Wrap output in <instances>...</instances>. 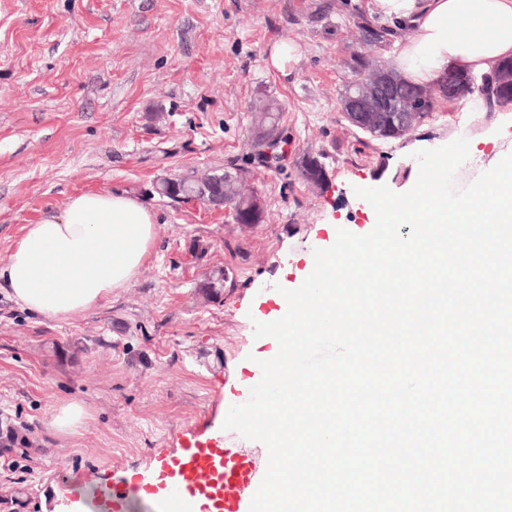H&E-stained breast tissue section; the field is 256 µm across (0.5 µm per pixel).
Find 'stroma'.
I'll return each instance as SVG.
<instances>
[{
    "instance_id": "stroma-1",
    "label": "stroma",
    "mask_w": 512,
    "mask_h": 512,
    "mask_svg": "<svg viewBox=\"0 0 512 512\" xmlns=\"http://www.w3.org/2000/svg\"><path fill=\"white\" fill-rule=\"evenodd\" d=\"M367 0H0V266L28 224L78 192L124 191L156 210L151 256L128 286L68 320L35 317L0 288V512H72L79 480H157L185 448L267 449L224 429L261 379L275 339L256 323L283 315L313 252L338 229L372 231L356 188L410 190L417 151L463 137L485 160L512 147V106H441L409 134L376 140L336 98L359 55L388 64L412 30L371 19ZM381 32L370 40L369 31ZM296 56L273 66L276 46ZM276 99L288 160L255 157V108ZM324 154L318 188L296 166ZM243 168L264 199L263 223L154 193L161 179ZM218 298L201 284L215 270ZM65 401L88 414L73 433L52 416ZM27 444H9L10 431Z\"/></svg>"
}]
</instances>
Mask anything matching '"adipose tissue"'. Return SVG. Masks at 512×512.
<instances>
[{
  "label": "adipose tissue",
  "instance_id": "ef3b65f1",
  "mask_svg": "<svg viewBox=\"0 0 512 512\" xmlns=\"http://www.w3.org/2000/svg\"><path fill=\"white\" fill-rule=\"evenodd\" d=\"M380 19L411 28L392 66L430 86L447 71L483 74L512 57V0H371ZM157 216L123 193L85 192L63 210L27 225L0 280L30 313L61 321L128 287L149 257Z\"/></svg>",
  "mask_w": 512,
  "mask_h": 512
}]
</instances>
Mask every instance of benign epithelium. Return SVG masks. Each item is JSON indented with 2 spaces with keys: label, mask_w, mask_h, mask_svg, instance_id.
<instances>
[{
  "label": "benign epithelium",
  "mask_w": 512,
  "mask_h": 512,
  "mask_svg": "<svg viewBox=\"0 0 512 512\" xmlns=\"http://www.w3.org/2000/svg\"><path fill=\"white\" fill-rule=\"evenodd\" d=\"M337 110L360 131L375 137L400 136L420 122V107L403 92L400 79L389 69L377 67L347 83L337 99ZM282 139L275 133L264 141L268 162H279Z\"/></svg>",
  "instance_id": "1"
}]
</instances>
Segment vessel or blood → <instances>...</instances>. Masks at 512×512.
<instances>
[{"instance_id": "1", "label": "vessel or blood", "mask_w": 512, "mask_h": 512, "mask_svg": "<svg viewBox=\"0 0 512 512\" xmlns=\"http://www.w3.org/2000/svg\"><path fill=\"white\" fill-rule=\"evenodd\" d=\"M170 466L173 476L159 492H147L150 512H187L188 500H200L215 512H249L245 488L260 484L264 471L232 449L188 448ZM92 512H121L137 495L132 484L90 485Z\"/></svg>"}]
</instances>
